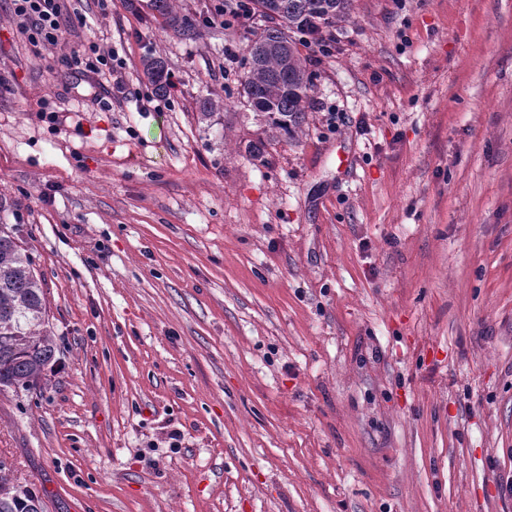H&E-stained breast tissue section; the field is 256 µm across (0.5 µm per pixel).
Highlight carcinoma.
I'll return each instance as SVG.
<instances>
[{"instance_id":"cac0c4a2","label":"carcinoma","mask_w":512,"mask_h":512,"mask_svg":"<svg viewBox=\"0 0 512 512\" xmlns=\"http://www.w3.org/2000/svg\"><path fill=\"white\" fill-rule=\"evenodd\" d=\"M255 5L274 25L249 45L240 86L272 136H295L306 123L313 82L287 31L327 32L348 21L353 0H255ZM152 8L177 32L188 35L195 29L192 19L173 14L169 0H152ZM145 68L156 91H167L165 63L151 58ZM34 265L32 253L18 242L17 225L0 224V391L35 388L55 356L45 280ZM40 503L39 493L15 484L1 461L0 512H40Z\"/></svg>"}]
</instances>
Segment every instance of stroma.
I'll return each instance as SVG.
<instances>
[{
	"label": "stroma",
	"mask_w": 512,
	"mask_h": 512,
	"mask_svg": "<svg viewBox=\"0 0 512 512\" xmlns=\"http://www.w3.org/2000/svg\"><path fill=\"white\" fill-rule=\"evenodd\" d=\"M170 2L193 35L68 0L125 61L104 110L0 0V224L58 344L0 392V461L42 512H512V0H354L273 140L239 83L264 22Z\"/></svg>",
	"instance_id": "35a3bbf8"
}]
</instances>
